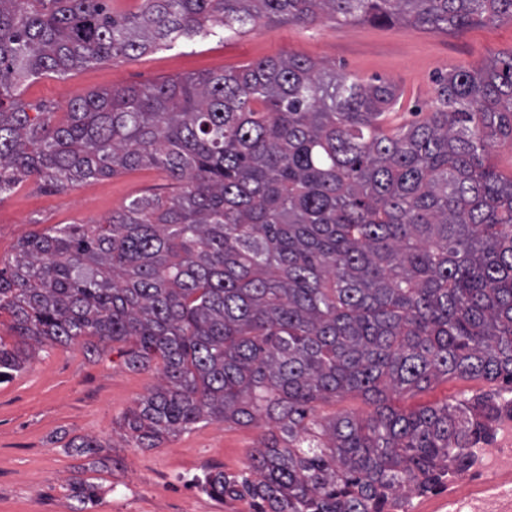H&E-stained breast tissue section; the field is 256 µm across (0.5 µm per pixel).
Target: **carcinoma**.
<instances>
[{"label": "carcinoma", "mask_w": 512, "mask_h": 512, "mask_svg": "<svg viewBox=\"0 0 512 512\" xmlns=\"http://www.w3.org/2000/svg\"><path fill=\"white\" fill-rule=\"evenodd\" d=\"M0 0V194L31 177L75 182L157 168L167 198L131 199L105 224L23 238L0 267V383L27 341L129 343L166 384L127 412L136 447L209 420L273 424L250 473L210 472L211 497L255 512H384L388 493L465 458L472 401L405 410L393 395L441 377L512 392V50L435 80L431 111L390 121L395 87L299 55L72 99L67 120L22 99L44 73L141 55L177 39L325 18L432 31L512 22V0ZM347 391L364 420L314 419ZM66 448L94 458L101 445ZM72 512L96 501L71 485Z\"/></svg>", "instance_id": "cac0c4a2"}]
</instances>
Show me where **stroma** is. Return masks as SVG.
I'll return each mask as SVG.
<instances>
[{
	"label": "stroma",
	"instance_id": "1",
	"mask_svg": "<svg viewBox=\"0 0 512 512\" xmlns=\"http://www.w3.org/2000/svg\"><path fill=\"white\" fill-rule=\"evenodd\" d=\"M512 50V23L473 24L446 33L400 24H340L310 28L263 26L224 38L198 39L73 70L46 73L28 82L24 99L65 119L70 99L118 86H141L205 71L237 69L286 54L335 67L353 80L379 77L394 84L393 105L402 120L429 111L437 74L479 66ZM173 192L156 169L124 171L62 191L35 179L0 196V259L13 257L18 242L58 224H97L131 197ZM124 344L97 357L81 346H32L25 368L0 383V512H70V487L82 479L100 490L89 512H253L247 498L219 502L198 482L217 470L247 471L253 451L268 434L266 423L250 427L213 420L169 438L161 447H135L120 420L159 381L156 368L128 369ZM483 380L442 378L428 389L398 397L403 406L442 402L468 392L492 391ZM75 437L96 440L109 465L70 455Z\"/></svg>",
	"mask_w": 512,
	"mask_h": 512
}]
</instances>
